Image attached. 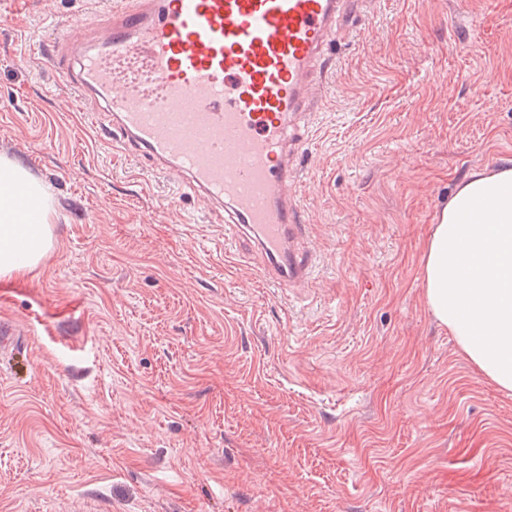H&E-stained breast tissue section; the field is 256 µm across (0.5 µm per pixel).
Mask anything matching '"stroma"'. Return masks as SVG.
<instances>
[{
    "label": "stroma",
    "mask_w": 512,
    "mask_h": 512,
    "mask_svg": "<svg viewBox=\"0 0 512 512\" xmlns=\"http://www.w3.org/2000/svg\"><path fill=\"white\" fill-rule=\"evenodd\" d=\"M107 0L0 20V156L52 246L0 283V512H512V392L426 305L454 186L512 163V0H368L296 190L311 285L269 286L173 177L130 178L39 60Z\"/></svg>",
    "instance_id": "35a3bbf8"
}]
</instances>
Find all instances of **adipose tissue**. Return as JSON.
<instances>
[{"label":"adipose tissue","mask_w":512,"mask_h":512,"mask_svg":"<svg viewBox=\"0 0 512 512\" xmlns=\"http://www.w3.org/2000/svg\"><path fill=\"white\" fill-rule=\"evenodd\" d=\"M55 221L48 189L0 156V279L42 262ZM423 288L461 352L512 391V165L473 171L449 195L426 242Z\"/></svg>","instance_id":"obj_1"}]
</instances>
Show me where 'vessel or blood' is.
<instances>
[{"mask_svg":"<svg viewBox=\"0 0 512 512\" xmlns=\"http://www.w3.org/2000/svg\"><path fill=\"white\" fill-rule=\"evenodd\" d=\"M362 0H113L82 41L44 56L104 134L224 214L277 288H307L314 255L288 189L308 149L312 95Z\"/></svg>","mask_w":512,"mask_h":512,"instance_id":"1","label":"vessel or blood"}]
</instances>
